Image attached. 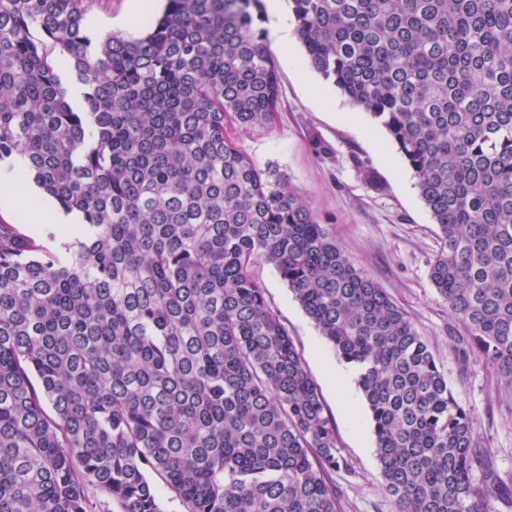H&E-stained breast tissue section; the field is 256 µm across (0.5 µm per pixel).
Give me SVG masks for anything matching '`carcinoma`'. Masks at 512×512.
Listing matches in <instances>:
<instances>
[{
    "label": "carcinoma",
    "mask_w": 512,
    "mask_h": 512,
    "mask_svg": "<svg viewBox=\"0 0 512 512\" xmlns=\"http://www.w3.org/2000/svg\"><path fill=\"white\" fill-rule=\"evenodd\" d=\"M91 0H0V162L78 222L0 220V512H341L348 467L273 266L358 374L392 512H495L426 341L288 176L227 128L277 112L260 0H166L93 43ZM307 60L384 127L441 247L463 350L512 385V0H288ZM483 471V485L473 471Z\"/></svg>",
    "instance_id": "obj_1"
}]
</instances>
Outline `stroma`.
Masks as SVG:
<instances>
[{"mask_svg": "<svg viewBox=\"0 0 512 512\" xmlns=\"http://www.w3.org/2000/svg\"><path fill=\"white\" fill-rule=\"evenodd\" d=\"M273 57L280 83L275 120L267 129L235 130L234 138L256 163L288 176L349 260L405 311L468 410L495 472L512 486V385L454 342L465 327L429 278L439 229L413 170L387 131L310 66L300 41ZM367 168L378 186L365 180ZM254 273L336 421L338 452L348 462L335 474L343 512H392L356 372L340 361L272 266L258 264Z\"/></svg>", "mask_w": 512, "mask_h": 512, "instance_id": "stroma-1", "label": "stroma"}]
</instances>
